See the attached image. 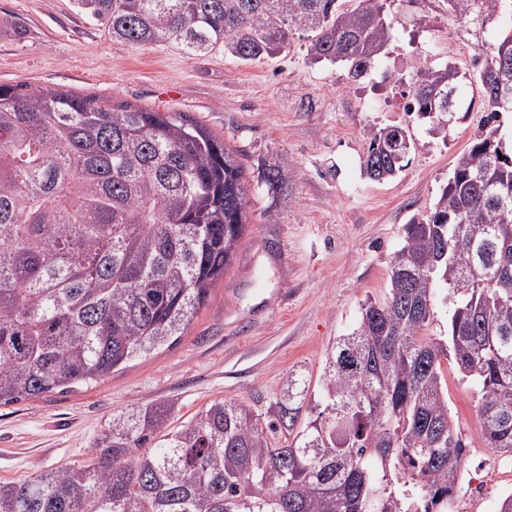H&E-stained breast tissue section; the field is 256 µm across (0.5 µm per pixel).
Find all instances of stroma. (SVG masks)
<instances>
[{
	"mask_svg": "<svg viewBox=\"0 0 512 512\" xmlns=\"http://www.w3.org/2000/svg\"><path fill=\"white\" fill-rule=\"evenodd\" d=\"M380 64L352 81L345 65L312 63L305 32L287 54L243 62L223 50L188 57L173 44L113 39L77 0H0V84L56 88L112 105L182 112L205 124L245 167L250 204L239 251L184 336L80 391L0 406V482L89 461L113 414L172 400L176 421L216 399L273 416L288 378L319 386L329 347L382 298L405 224L432 208L456 157L488 114L473 61L512 24V0L489 18L456 19L448 0H388ZM455 67L463 102L442 129L397 111L416 71ZM405 127L406 167L375 182L363 173L371 131ZM281 174V196L262 180ZM448 407L469 448L465 479L481 483L473 512H499L512 459L482 447L476 388L445 367Z\"/></svg>",
	"mask_w": 512,
	"mask_h": 512,
	"instance_id": "35a3bbf8",
	"label": "stroma"
}]
</instances>
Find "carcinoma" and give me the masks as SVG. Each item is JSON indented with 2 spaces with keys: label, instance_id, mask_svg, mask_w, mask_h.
<instances>
[{
  "label": "carcinoma",
  "instance_id": "cac0c4a2",
  "mask_svg": "<svg viewBox=\"0 0 512 512\" xmlns=\"http://www.w3.org/2000/svg\"><path fill=\"white\" fill-rule=\"evenodd\" d=\"M112 37L173 43L189 57L288 52L357 81L389 39L383 0H78ZM500 0H448L462 19ZM481 101L512 112V32L476 58ZM448 66L416 75L408 111L448 125ZM487 128L460 155L430 213L404 227L382 299L326 355L321 399L288 378L272 419L216 399L176 426L175 403L112 416L88 463L0 483V512H407L402 488L438 504L458 489L468 444L442 362L477 388L483 447L512 458V154ZM408 130L371 132L377 182L404 167ZM244 169L179 112L0 84V405L105 381L182 336L242 240ZM446 290L447 334H425ZM293 435L276 448L270 435Z\"/></svg>",
  "mask_w": 512,
  "mask_h": 512
}]
</instances>
